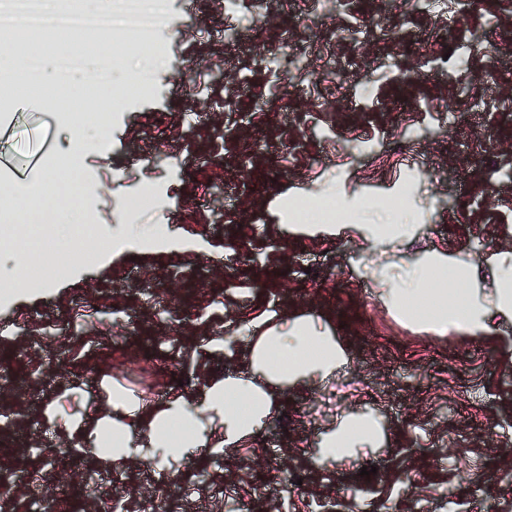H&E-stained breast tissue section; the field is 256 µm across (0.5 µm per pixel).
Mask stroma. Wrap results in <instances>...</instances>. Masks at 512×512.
Here are the masks:
<instances>
[{
	"label": "stroma",
	"mask_w": 512,
	"mask_h": 512,
	"mask_svg": "<svg viewBox=\"0 0 512 512\" xmlns=\"http://www.w3.org/2000/svg\"><path fill=\"white\" fill-rule=\"evenodd\" d=\"M175 2L154 93L113 114L108 146L88 148L83 168L101 223H124L150 182L166 204L142 223L188 248L135 246L73 265L33 301L0 297V512H103L115 497L142 512L156 493L147 459L113 460L73 426L100 409L92 388L199 401L207 380L245 370L241 327L297 314L336 336L347 365L281 390L239 447L209 436L171 461L166 512H225L224 486L247 512H512L501 479L512 471V317L483 335L430 332L388 309L372 279L376 262L414 266L438 249L468 263L484 293L494 255L512 252V5L436 18L404 0H242L234 14L219 0ZM355 19L383 28L359 43ZM288 42L299 67L278 78L271 61ZM457 43L475 50L452 68L444 55ZM482 96L493 108L470 109ZM75 134L35 97L0 111V186L23 197L33 140L52 157ZM404 188L414 228L403 240L281 229L282 200L330 195L380 224ZM350 414L376 419L377 443L323 462L322 433Z\"/></svg>",
	"instance_id": "obj_1"
}]
</instances>
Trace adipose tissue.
I'll use <instances>...</instances> for the list:
<instances>
[{
    "label": "adipose tissue",
    "instance_id": "adipose-tissue-1",
    "mask_svg": "<svg viewBox=\"0 0 512 512\" xmlns=\"http://www.w3.org/2000/svg\"><path fill=\"white\" fill-rule=\"evenodd\" d=\"M102 237L112 242L113 255L129 243L180 246L163 225L104 224ZM500 276L491 293L469 288V267L443 259L432 252L423 262L393 271L375 272L382 297L403 317L439 330L453 327L472 335L487 331L493 315L512 316V253L496 255ZM347 353L334 336L321 332L311 319L293 317L264 328L249 337V375H229L208 382L201 402L182 397L149 407L121 390L109 399L110 416L90 423L93 444L117 448L122 458L145 456L163 449L171 459L188 457L212 423L222 427V444L231 448L252 435L269 415L278 391L308 381L332 377L346 361ZM140 423L139 440H132L131 425ZM379 436L369 416L351 414L321 436L323 461H339L354 449L375 445Z\"/></svg>",
    "mask_w": 512,
    "mask_h": 512
}]
</instances>
